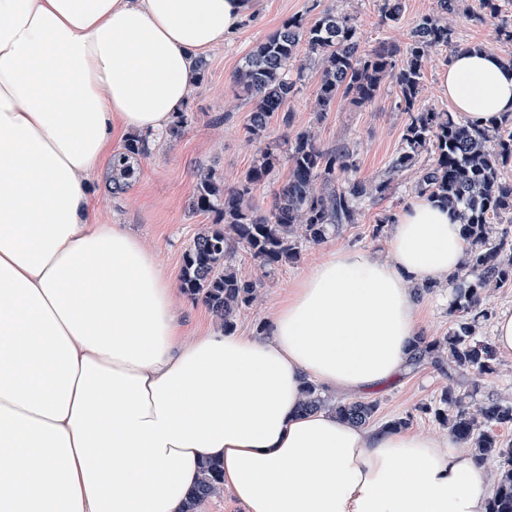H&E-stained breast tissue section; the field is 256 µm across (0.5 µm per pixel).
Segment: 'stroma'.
<instances>
[{
	"instance_id": "obj_1",
	"label": "stroma",
	"mask_w": 512,
	"mask_h": 512,
	"mask_svg": "<svg viewBox=\"0 0 512 512\" xmlns=\"http://www.w3.org/2000/svg\"><path fill=\"white\" fill-rule=\"evenodd\" d=\"M436 0H405V12L396 26L383 25L379 0H255L254 14L224 43L207 52L209 69L189 94L186 107L192 121L180 138L159 137L150 144V153L140 164L130 186L123 193L108 194L104 185H94L97 196L92 221L96 224H123L145 244L159 251L172 283H179L183 254L194 235L206 227V216L188 209L199 171L213 170L225 184H234L250 166L260 144L247 132L250 105L233 83L251 48L279 29L288 18L302 15L314 18L324 10L350 16L367 47L381 42L407 43L422 15L434 12ZM453 47L482 44L499 56H512V42L499 39L496 20L478 22L464 15L449 17ZM453 48L430 52L424 63L421 102L440 112L451 111L447 97L438 91L439 73L447 66ZM304 76L297 90L284 105L291 112L290 127L272 123L267 141L283 143L302 130L312 131L323 148L349 144L354 168L351 179L369 182L390 177L384 198L365 201L353 224L337 229L325 242L303 249L299 260L262 274L253 262L239 263L240 275L247 280L262 279L257 302L245 309L236 322L237 332L258 333L270 317L289 285L302 277L322 254L338 248H351L373 254L386 253L391 220L417 197V173L406 170L389 175L388 166L399 151L409 116L399 106L400 91L394 80H385L379 95L371 102L355 104L337 98L329 112L314 109L320 67L307 55H300ZM421 331L434 339L446 336L455 321L450 305L454 294L447 287L424 291ZM454 378L426 365L407 372L386 386L364 392L367 400L378 402V422L405 418L410 429L430 437L446 436L434 415L444 389L456 387ZM497 399L512 405V357L498 356L493 374L478 381L476 401Z\"/></svg>"
}]
</instances>
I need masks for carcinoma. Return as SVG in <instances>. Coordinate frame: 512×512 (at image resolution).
<instances>
[{
  "instance_id": "1",
  "label": "carcinoma",
  "mask_w": 512,
  "mask_h": 512,
  "mask_svg": "<svg viewBox=\"0 0 512 512\" xmlns=\"http://www.w3.org/2000/svg\"><path fill=\"white\" fill-rule=\"evenodd\" d=\"M462 2L436 0V12L421 16L409 43H380L371 49L363 47L357 27L346 16L329 10L313 22L293 16L255 45L234 77L251 104L248 132L259 141L272 121L285 127L292 123L293 116L283 111V105L296 87L288 72L293 67L303 71L295 66L302 45L307 56L320 64L315 102L319 112L328 111L339 96L358 104L370 102L386 78L396 79L400 106L409 115V123L389 172L418 167V193L448 205L461 220L469 243L461 271L451 277L456 284L455 327L442 338L419 337L410 368L430 364L456 376L461 387L471 375L492 373L497 359L495 346L476 337L478 319L489 316L481 308L483 292L490 286L512 284V239L506 233L495 236L493 227L494 218L512 214V180L502 172L512 162V119H504L490 133L450 112L427 108L420 100L426 56L439 47H452V30L445 19L462 11L484 21L502 12L496 0H478L476 6L466 8ZM404 7V0H380L382 22H398ZM491 138L496 141L492 150L488 147ZM148 152L149 144L134 137L112 153V194L129 187ZM424 154L427 163L421 165ZM351 158L347 145L325 149L312 132L304 131L283 151L271 145L261 149L252 166L231 186L211 171L200 172L191 208L212 216V222L193 237L184 252L181 291L202 301L224 330H233L237 314L253 305L261 287L241 277L239 254L269 270L293 263L304 247L324 242L342 224L356 223L362 199L381 197L390 189L388 178L367 185L349 181ZM283 164L288 177L272 207L263 211L253 203V192ZM465 398L455 388L445 390L440 402L449 412L438 413V418L456 443L478 450L480 462H498L489 512H512V443L501 441L496 434L497 428L512 424V405L492 399L473 410ZM300 409H327L365 427L374 420L379 404L333 399L307 382ZM222 483L220 465L203 464L183 512H197L203 502L220 493Z\"/></svg>"
}]
</instances>
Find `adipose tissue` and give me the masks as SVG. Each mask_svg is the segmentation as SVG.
I'll return each instance as SVG.
<instances>
[{
	"label": "adipose tissue",
	"instance_id": "obj_1",
	"mask_svg": "<svg viewBox=\"0 0 512 512\" xmlns=\"http://www.w3.org/2000/svg\"><path fill=\"white\" fill-rule=\"evenodd\" d=\"M253 0H0V512H181L201 461L245 512H487L453 440L299 410L408 368L418 287L468 242L417 198L386 255L337 249L264 330L182 336L157 252L91 221L118 138L172 123L202 54ZM438 89L466 121L512 117V64L459 50Z\"/></svg>",
	"mask_w": 512,
	"mask_h": 512
}]
</instances>
